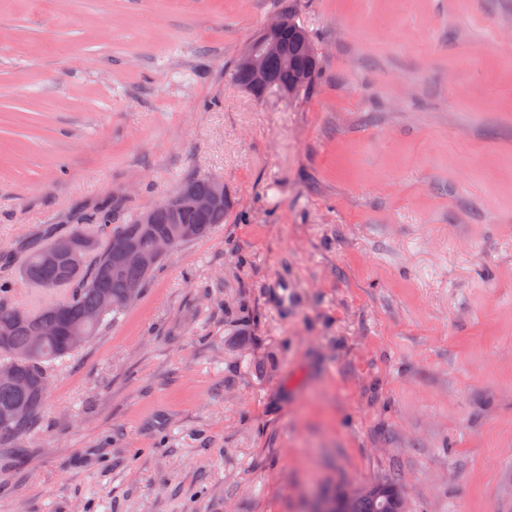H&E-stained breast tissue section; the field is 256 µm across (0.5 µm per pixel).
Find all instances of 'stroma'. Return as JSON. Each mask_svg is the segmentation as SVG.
Listing matches in <instances>:
<instances>
[{
  "label": "stroma",
  "instance_id": "obj_1",
  "mask_svg": "<svg viewBox=\"0 0 512 512\" xmlns=\"http://www.w3.org/2000/svg\"><path fill=\"white\" fill-rule=\"evenodd\" d=\"M313 37L308 96L231 76ZM223 224L57 365L0 512H512V0H0V278L106 204ZM284 17L292 27H298L305 35L299 30L288 28L287 22L283 18L266 24L262 28L261 35L247 45L245 51L238 59L237 68L235 65L233 69L232 77L234 81L242 86L240 72L246 80L247 90L257 98L265 95L268 91L269 76L271 87L267 97L274 95V92L280 85L291 82L279 88V96L284 100L292 99L297 93L298 85L301 82V78L296 77L302 73L306 75V80L301 85L296 97L308 95L315 87L319 70L318 56L315 54L311 57L304 52L294 51L292 48L288 49L285 32L290 31L293 41L304 48H309L307 40L313 46L314 43L302 24L298 23L291 16L285 15ZM285 52H288L287 57L274 56ZM269 56L271 57L268 59L267 70L266 61ZM397 483L398 479L391 477L352 492L340 491L333 499L340 503L341 512H404L406 498L393 491Z\"/></svg>",
  "mask_w": 512,
  "mask_h": 512
}]
</instances>
